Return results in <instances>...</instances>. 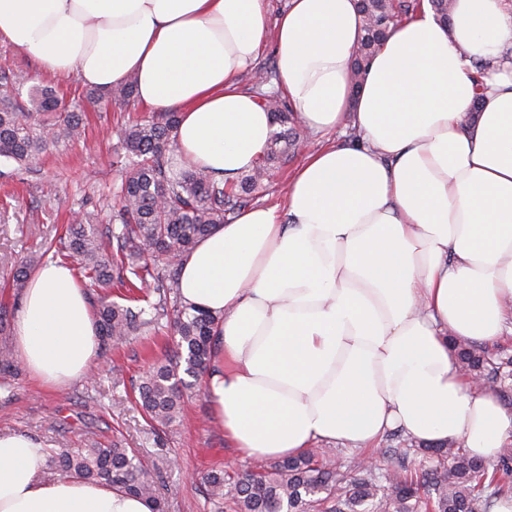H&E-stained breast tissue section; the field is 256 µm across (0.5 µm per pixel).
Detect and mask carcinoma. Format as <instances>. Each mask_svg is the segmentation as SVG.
Instances as JSON below:
<instances>
[{"label": "carcinoma", "instance_id": "obj_1", "mask_svg": "<svg viewBox=\"0 0 512 512\" xmlns=\"http://www.w3.org/2000/svg\"><path fill=\"white\" fill-rule=\"evenodd\" d=\"M419 6L418 0H359L363 25L351 60L353 87H359L390 27ZM8 81V76H0V159L28 166L49 143L81 137L80 113L59 111L55 90L36 88L24 104L6 90ZM133 97L131 83L108 93H90L96 102L112 98L128 102ZM259 102L272 114L275 129L254 167L238 181L184 169L174 161L176 112L163 113L160 121L122 127L119 136L129 163L119 200L121 233L99 226L97 214L87 210L65 231L64 248L80 266L103 345L122 343L146 326L159 328L161 318H167L175 354L150 367L137 386L136 404L157 429L180 418V363L189 373H204L215 350L219 317L180 301L182 257L214 225L224 223L227 214L249 204L301 137L294 113L277 95L263 94ZM39 263L40 258L29 256L11 268L7 284L15 298L23 296ZM114 278L132 291L126 305L99 293ZM132 302L137 306H130ZM450 343L460 370L482 377L494 392L503 393L501 369L512 366V357L499 360L472 344L453 338ZM45 474L116 487L148 501L153 512H163L157 482L118 436L107 447L94 443L87 448L47 449ZM202 482L217 512L225 508L231 512H492L512 494V452L503 453L490 467L459 446L407 448L393 452L390 464L379 472L360 461L343 471L327 452L309 451L248 468L234 477L212 470Z\"/></svg>", "mask_w": 512, "mask_h": 512}]
</instances>
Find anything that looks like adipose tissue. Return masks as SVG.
<instances>
[{
  "label": "adipose tissue",
  "mask_w": 512,
  "mask_h": 512,
  "mask_svg": "<svg viewBox=\"0 0 512 512\" xmlns=\"http://www.w3.org/2000/svg\"><path fill=\"white\" fill-rule=\"evenodd\" d=\"M453 5L450 25L425 4L392 28L355 93L357 0H289L274 19L265 0H0L1 47L103 92L134 82L151 111L177 113L179 158L216 176L250 170L273 131L238 85L266 36L300 124L356 127L306 156L283 210L243 209L182 258V304L220 318L206 394L244 457L368 450L395 428L487 461L512 444V407L449 343L512 331V11ZM13 334L42 386L88 374L98 333L72 265L38 267ZM44 462L31 438L0 435V512H151L43 479Z\"/></svg>",
  "instance_id": "1"
}]
</instances>
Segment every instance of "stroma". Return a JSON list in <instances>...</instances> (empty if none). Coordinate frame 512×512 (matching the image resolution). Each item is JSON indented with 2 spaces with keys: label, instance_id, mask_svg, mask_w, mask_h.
I'll use <instances>...</instances> for the list:
<instances>
[{
  "label": "stroma",
  "instance_id": "stroma-1",
  "mask_svg": "<svg viewBox=\"0 0 512 512\" xmlns=\"http://www.w3.org/2000/svg\"><path fill=\"white\" fill-rule=\"evenodd\" d=\"M15 81L21 94L36 85L56 88L69 109L83 113L85 130L76 143H61L30 168L0 161V276L23 257L46 254L63 224L83 209L110 220L121 186L127 152L122 124L152 119L139 102L91 104L87 88L74 76L40 73L25 51L0 47V74ZM250 93L281 92L273 41H266L239 79ZM167 336L146 329L123 345L99 351L85 378L65 388L40 387L28 370L0 374V433L18 432L53 448L109 443L120 433L162 485L164 512H213L200 483L203 472L246 469L248 459L231 448L214 422L204 378L183 389V416L162 435H154L132 400L133 385L153 361L164 356Z\"/></svg>",
  "mask_w": 512,
  "mask_h": 512
}]
</instances>
